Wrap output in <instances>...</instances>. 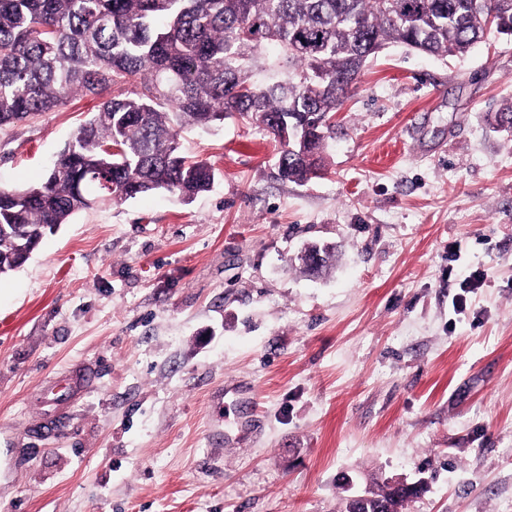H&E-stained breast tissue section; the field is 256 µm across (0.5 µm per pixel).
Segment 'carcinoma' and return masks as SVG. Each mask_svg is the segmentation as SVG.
Wrapping results in <instances>:
<instances>
[{"mask_svg": "<svg viewBox=\"0 0 512 512\" xmlns=\"http://www.w3.org/2000/svg\"><path fill=\"white\" fill-rule=\"evenodd\" d=\"M492 30L512 38V0H0V127L120 89L39 184L0 185V278L81 210L207 191L215 171L182 155L183 126L254 120L279 179L305 183L372 59L461 58Z\"/></svg>", "mask_w": 512, "mask_h": 512, "instance_id": "1", "label": "carcinoma"}]
</instances>
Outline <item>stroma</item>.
Returning <instances> with one entry per match:
<instances>
[{"instance_id":"1","label":"stroma","mask_w":512,"mask_h":512,"mask_svg":"<svg viewBox=\"0 0 512 512\" xmlns=\"http://www.w3.org/2000/svg\"><path fill=\"white\" fill-rule=\"evenodd\" d=\"M510 99V39L392 46L333 116L324 176L281 181L272 137L229 118L180 134L209 192L47 236L0 279V512H341L343 473L428 478L404 512H512V140L486 121ZM101 101L0 128V184L40 183ZM312 244L335 248L317 275ZM84 367L95 386L51 405Z\"/></svg>"}]
</instances>
